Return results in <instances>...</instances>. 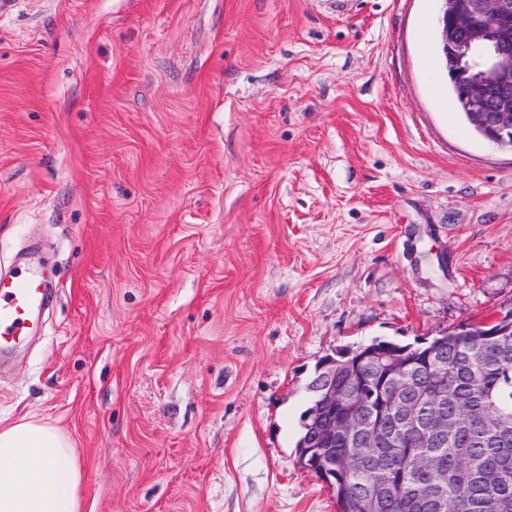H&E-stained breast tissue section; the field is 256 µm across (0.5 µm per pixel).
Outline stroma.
I'll return each mask as SVG.
<instances>
[{"mask_svg":"<svg viewBox=\"0 0 512 512\" xmlns=\"http://www.w3.org/2000/svg\"><path fill=\"white\" fill-rule=\"evenodd\" d=\"M440 8L0 7V271L57 284L0 427L70 434L83 512H336L318 361L512 310V150L452 110Z\"/></svg>","mask_w":512,"mask_h":512,"instance_id":"1","label":"stroma"}]
</instances>
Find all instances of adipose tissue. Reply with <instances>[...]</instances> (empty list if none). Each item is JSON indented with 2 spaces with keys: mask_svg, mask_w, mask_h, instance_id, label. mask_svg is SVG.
<instances>
[{
  "mask_svg": "<svg viewBox=\"0 0 512 512\" xmlns=\"http://www.w3.org/2000/svg\"><path fill=\"white\" fill-rule=\"evenodd\" d=\"M82 476L58 426L29 419L0 429V512H81Z\"/></svg>",
  "mask_w": 512,
  "mask_h": 512,
  "instance_id": "1",
  "label": "adipose tissue"
}]
</instances>
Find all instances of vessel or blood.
Listing matches in <instances>:
<instances>
[{
	"mask_svg": "<svg viewBox=\"0 0 512 512\" xmlns=\"http://www.w3.org/2000/svg\"><path fill=\"white\" fill-rule=\"evenodd\" d=\"M48 275L25 269L0 278V353L25 343L37 331L35 314L48 299Z\"/></svg>",
	"mask_w": 512,
	"mask_h": 512,
	"instance_id": "b4317fda",
	"label": "vessel or blood"
}]
</instances>
